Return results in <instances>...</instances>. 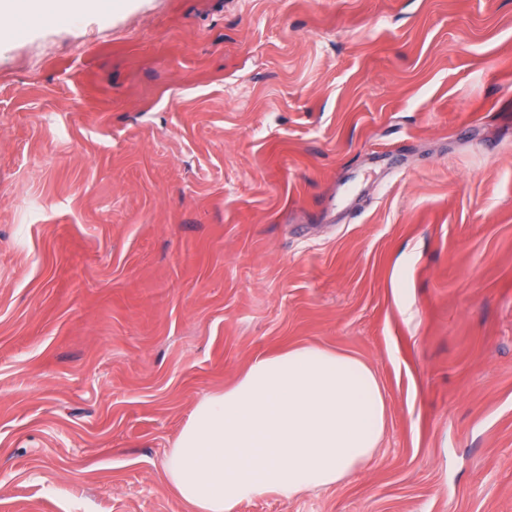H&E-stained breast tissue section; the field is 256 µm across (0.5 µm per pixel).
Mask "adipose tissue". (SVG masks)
<instances>
[{
	"mask_svg": "<svg viewBox=\"0 0 512 512\" xmlns=\"http://www.w3.org/2000/svg\"><path fill=\"white\" fill-rule=\"evenodd\" d=\"M115 0H0L14 37L30 17L52 23L114 9ZM387 404L373 369L345 352L297 345L253 358L224 390L197 402L169 448L164 474L189 512H233L247 499H291L371 463Z\"/></svg>",
	"mask_w": 512,
	"mask_h": 512,
	"instance_id": "ef3b65f1",
	"label": "adipose tissue"
}]
</instances>
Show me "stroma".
I'll return each instance as SVG.
<instances>
[{
    "label": "stroma",
    "instance_id": "35a3bbf8",
    "mask_svg": "<svg viewBox=\"0 0 512 512\" xmlns=\"http://www.w3.org/2000/svg\"><path fill=\"white\" fill-rule=\"evenodd\" d=\"M0 42V512H189L193 405L317 344L388 421L234 512H512V0H123Z\"/></svg>",
    "mask_w": 512,
    "mask_h": 512
}]
</instances>
